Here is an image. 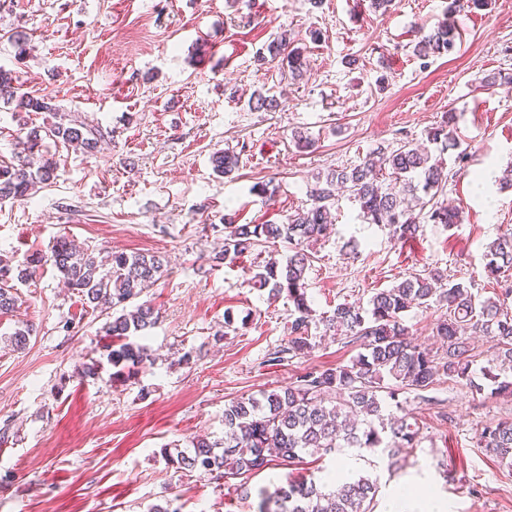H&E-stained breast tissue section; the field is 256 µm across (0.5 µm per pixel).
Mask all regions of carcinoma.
Wrapping results in <instances>:
<instances>
[{"mask_svg":"<svg viewBox=\"0 0 512 512\" xmlns=\"http://www.w3.org/2000/svg\"><path fill=\"white\" fill-rule=\"evenodd\" d=\"M489 5V0H448L450 14L470 12ZM455 28L444 22L423 34L414 47L423 58L449 54L456 47ZM305 50L289 41L285 31L274 35L260 61L288 68V76L301 79L306 67ZM10 72L0 68V95L26 112H59L45 96L19 94ZM247 104L253 112H272L277 100L270 90L252 93ZM449 122L428 135L422 146L403 141L393 148L378 147L349 168L319 172L308 190L310 206L297 210L285 224L224 225V258L234 259L263 244H288V254L268 260L253 275L254 284L269 288V295H286L290 313L288 340L274 352V360L305 358L319 346L314 330L336 331L360 352L345 365L306 371L295 382L260 396L232 399L224 404V438H201L193 451L167 455L181 469L202 470L229 482L246 497L247 475L271 462L284 466L319 459L349 449L393 456L403 448L417 447L419 425L415 412L399 400L407 392L425 391L444 377L467 387L474 396L487 397L485 387L473 380L470 334L481 333L494 342V361L512 365V313L498 299H479L472 286L452 283L438 269L412 275L398 285L375 292L367 306L339 303L329 315H318L307 293V271L313 262L310 246L320 241L339 210L340 193L359 205L369 224H383L400 241L416 237L422 221L448 227L462 222V211L441 199L450 172L445 153L459 147ZM46 136L93 152L107 143L101 128L86 118H69L46 130ZM214 172L228 175L239 168L240 154L225 150L212 156ZM56 164L20 159L0 165V200H25L38 183L56 177ZM486 277L499 280L512 268V231L500 234L486 246ZM34 262L54 267L68 286L94 308L118 312L105 325V335L118 347L109 349L114 366L133 374L153 363L149 349L129 341L151 328L154 310L147 302L127 309L163 273L164 256L142 253L97 254L77 249L74 241L57 238L48 253ZM24 280L27 265L12 266L0 259V314L14 310L17 298L8 284L11 274ZM446 307L436 323L441 347L433 350L413 341L403 323L405 312ZM394 402L399 415L384 414ZM478 447L512 468V419L481 425ZM378 486L369 477H327L318 485L312 479L284 474L272 488L260 492L258 512H374Z\"/></svg>","mask_w":512,"mask_h":512,"instance_id":"1","label":"carcinoma"}]
</instances>
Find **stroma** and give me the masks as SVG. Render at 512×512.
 <instances>
[{"label": "stroma", "instance_id": "35a3bbf8", "mask_svg": "<svg viewBox=\"0 0 512 512\" xmlns=\"http://www.w3.org/2000/svg\"><path fill=\"white\" fill-rule=\"evenodd\" d=\"M447 5L395 0L384 15L371 0H0V67L21 91L98 122L109 140L94 153L48 142L57 177L30 199L0 201V256L18 264L66 236L96 252L166 259L146 294L159 318L139 339L155 362L129 379L105 361L111 311L85 307L48 264L17 283L14 311L0 315V512H257L260 490L283 468L252 474L244 499L210 475L177 469L166 451L222 438L225 402L347 363L358 349L329 337L309 357L269 361L288 337L291 305L250 281L263 247L217 260L224 225L284 222L305 206L314 174L377 147L423 142L451 112L466 158L446 155L454 176L445 196L462 223L424 224L400 242L341 200L332 233L315 246L308 292L317 312H329L437 269L481 298L498 296L484 266L487 243L512 229V188L498 183L512 162V0L452 18ZM445 20L461 35L455 51L422 61L416 42ZM283 30L306 48L307 72L295 83L258 62ZM17 34L27 43L21 58ZM263 86L277 95L276 111L249 110ZM55 121L50 112L15 114L0 98V161L18 153L26 128ZM297 131L314 149L295 147ZM224 150L241 155L228 178L211 166ZM268 181L269 199L253 190ZM351 239L354 256L344 249ZM228 317L233 330L216 339ZM25 324L34 333L12 350L3 338ZM94 360L98 376L82 378ZM406 398L418 448L310 461L304 474L346 468L377 478L375 512L417 491L444 500L447 512H512V469L476 436L481 423L512 418V395L482 399L441 378Z\"/></svg>", "mask_w": 512, "mask_h": 512}]
</instances>
